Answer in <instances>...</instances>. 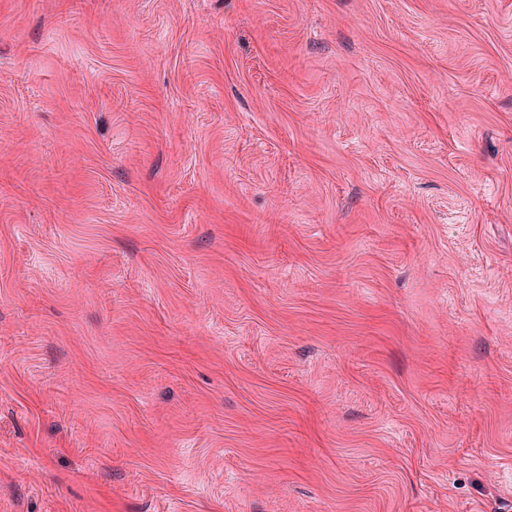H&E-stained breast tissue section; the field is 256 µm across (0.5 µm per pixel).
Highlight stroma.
<instances>
[{"label": "stroma", "instance_id": "35a3bbf8", "mask_svg": "<svg viewBox=\"0 0 512 512\" xmlns=\"http://www.w3.org/2000/svg\"><path fill=\"white\" fill-rule=\"evenodd\" d=\"M0 512H512V0H0Z\"/></svg>", "mask_w": 512, "mask_h": 512}]
</instances>
